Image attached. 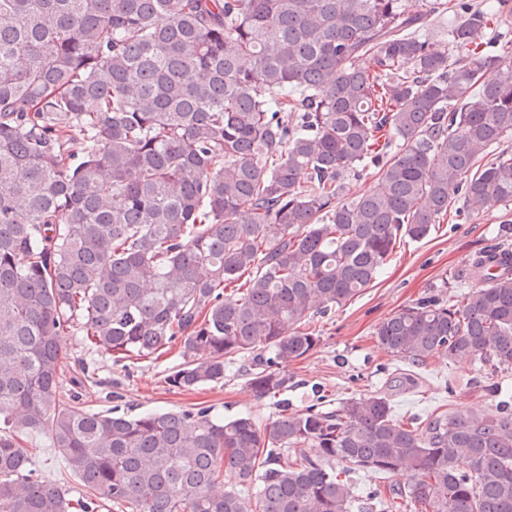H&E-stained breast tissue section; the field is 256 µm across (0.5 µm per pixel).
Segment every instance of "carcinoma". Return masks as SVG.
Wrapping results in <instances>:
<instances>
[{"label": "carcinoma", "mask_w": 512, "mask_h": 512, "mask_svg": "<svg viewBox=\"0 0 512 512\" xmlns=\"http://www.w3.org/2000/svg\"><path fill=\"white\" fill-rule=\"evenodd\" d=\"M511 1L0 0V512H512L511 407L291 410L277 369L401 243L512 203V153L494 152L512 70L483 80ZM449 12L437 51L415 31ZM464 277L460 298L376 325L378 346L512 368V250ZM74 331L130 363L180 345L167 382L185 392L247 355L249 391L279 412L132 415L112 390L95 411L83 391L102 382L62 352ZM33 430L81 497L35 474ZM360 469L413 480L360 495Z\"/></svg>", "instance_id": "obj_1"}]
</instances>
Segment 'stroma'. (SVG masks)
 Segmentation results:
<instances>
[{"mask_svg":"<svg viewBox=\"0 0 512 512\" xmlns=\"http://www.w3.org/2000/svg\"><path fill=\"white\" fill-rule=\"evenodd\" d=\"M507 223L512 224V205L471 223L448 218L426 238L401 247L374 283L316 322L321 342L312 353L280 363V372L288 378L290 406L302 410L378 392L387 395L394 418L406 423L448 410L486 409L503 400L512 403V369L496 370L474 360L451 361L442 356L418 365L387 354L372 336L383 319L420 298L447 300L467 292L471 283L463 274L481 251L494 245L512 248V234L501 232ZM95 361L100 376L117 383L123 404L134 414L203 402L227 416L249 413L262 427L277 412L275 400L250 393L253 366L247 357L226 368L222 383L193 392L178 391L166 383L181 361L175 349L159 360L145 359L126 369L106 356H96ZM21 444L40 477L64 484L71 493L80 492L79 478L51 448L45 433H27Z\"/></svg>","mask_w":512,"mask_h":512,"instance_id":"1","label":"stroma"}]
</instances>
